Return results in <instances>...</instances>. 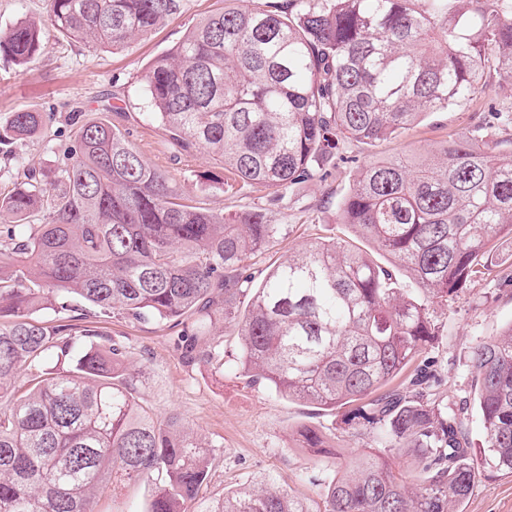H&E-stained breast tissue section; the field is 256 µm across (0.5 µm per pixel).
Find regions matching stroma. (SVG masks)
<instances>
[{
    "instance_id": "35a3bbf8",
    "label": "stroma",
    "mask_w": 512,
    "mask_h": 512,
    "mask_svg": "<svg viewBox=\"0 0 512 512\" xmlns=\"http://www.w3.org/2000/svg\"><path fill=\"white\" fill-rule=\"evenodd\" d=\"M259 0H183V7L147 37L118 49L92 48L45 31V50L27 68L0 56V122L25 109L51 114L47 133L16 141L14 158L0 167V192L10 188L25 168L54 160L71 141L70 114L81 111L103 118L163 172L181 202L235 219L249 209L262 208L280 231L267 248L245 261L248 273L263 279L288 253L316 241L356 242L374 262L389 265L375 244L357 239L339 221V205L357 175L358 162L375 157L426 153L440 149L450 134H464L493 123L492 135L512 143V76L491 73L476 99L423 117L406 135L368 147L339 141L324 166L323 177L296 185L283 198L259 185L228 192L215 182L220 165L206 154L181 151L160 122L147 114L145 68L176 47L202 17L232 6L254 8ZM436 334L428 351L435 360L443 396L470 401L468 434L474 454L485 443L478 408L474 406L471 352L477 341L498 335L512 322V284L481 281L468 285L448 304L431 307ZM100 331L122 341L131 365L143 368L137 384L138 403L156 414L179 415L188 426L212 443L213 459L207 487L192 508L202 512L224 493L250 487L265 477L316 500L318 488L309 480L313 463L301 446L299 431L317 428L336 446L339 460L366 451L367 442L342 430L338 412L291 401L269 386L249 384L233 367L217 371L213 364L185 363L173 347L172 330L154 322H138L116 315L99 317ZM154 481L121 486L97 498L95 512H151ZM464 512H512V476L487 470L485 478L463 505Z\"/></svg>"
}]
</instances>
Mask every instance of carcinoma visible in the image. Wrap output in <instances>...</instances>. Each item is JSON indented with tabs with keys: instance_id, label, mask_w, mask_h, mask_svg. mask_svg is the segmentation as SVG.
<instances>
[{
	"instance_id": "cac0c4a2",
	"label": "carcinoma",
	"mask_w": 512,
	"mask_h": 512,
	"mask_svg": "<svg viewBox=\"0 0 512 512\" xmlns=\"http://www.w3.org/2000/svg\"><path fill=\"white\" fill-rule=\"evenodd\" d=\"M182 0H46L52 27L91 47L143 38ZM44 49L40 24L0 32L19 67ZM512 74V0H266L226 8L188 31L145 74L148 106L185 152L202 150L240 186L283 191L321 176L347 138L373 146L475 98L486 64ZM48 169L0 192V512H94L109 482L158 481L152 512H189L212 445L176 416L135 401L125 346L70 313H119L180 328L188 361L214 359L228 323L251 384L342 409L343 430L378 451L314 479L319 502L268 479L204 512H461L480 468L512 474V323L472 350L487 453L471 457L467 402L444 400L428 343L429 307L347 244L288 255L254 285L248 255L280 225L261 209L229 222L176 201L165 175L106 120L81 119ZM47 126L20 110L0 147ZM479 125L433 155L360 165L340 223L374 241L430 297L448 302L503 275L512 238V152ZM44 213L46 222L32 223ZM51 310L50 325L34 313ZM30 369L27 387L16 371ZM303 447L329 453L323 436ZM405 459L411 480L394 471Z\"/></svg>"
}]
</instances>
